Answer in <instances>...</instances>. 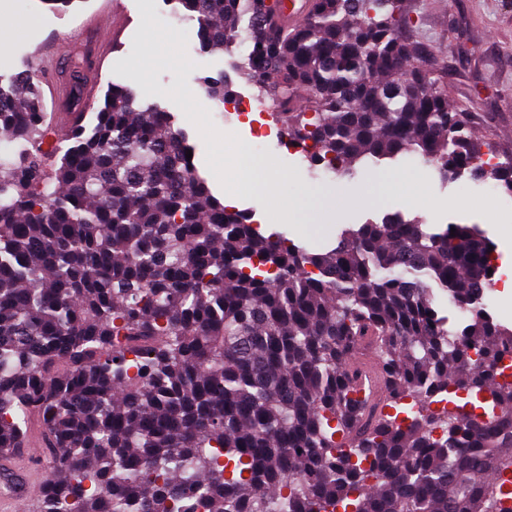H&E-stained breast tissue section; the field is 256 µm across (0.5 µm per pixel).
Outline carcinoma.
<instances>
[{
    "label": "carcinoma",
    "mask_w": 512,
    "mask_h": 512,
    "mask_svg": "<svg viewBox=\"0 0 512 512\" xmlns=\"http://www.w3.org/2000/svg\"><path fill=\"white\" fill-rule=\"evenodd\" d=\"M177 3L201 49L246 46L237 76L333 179L413 154L512 195V154L482 162L401 34L403 0H312L291 24L283 0ZM203 89L231 96L222 74ZM134 100L112 85L48 175L39 89L0 84V452L35 424L51 459L26 512H512V380L495 381L512 329L483 313L484 232L395 213L324 253L266 236L212 194L170 113ZM452 390L495 413L436 412ZM408 400L399 424L386 408ZM436 308L440 317L448 319V324L459 330L467 324L464 314L455 306L448 303V297L445 293L437 291Z\"/></svg>",
    "instance_id": "obj_1"
}]
</instances>
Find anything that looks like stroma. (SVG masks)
I'll list each match as a JSON object with an SVG mask.
<instances>
[{
    "mask_svg": "<svg viewBox=\"0 0 512 512\" xmlns=\"http://www.w3.org/2000/svg\"><path fill=\"white\" fill-rule=\"evenodd\" d=\"M414 20L409 36L431 48L453 107L466 112L483 153H512V0H404ZM131 24L113 46L98 77L95 105L103 107L112 84L130 86L140 104L160 103L173 116L194 150V163L216 197L224 195V161L242 142H259V182L238 191L236 210L263 233L277 232L314 251L337 242L340 229L384 215L421 217L429 228L475 224L494 242L498 275L512 278V196L470 179L443 183L436 171L416 157L387 160L381 166L358 165L355 177L336 184L318 177L300 153L287 150L279 124L268 112L257 119L266 133L255 139L248 124L211 100L205 78L225 75L234 95L258 96L257 86L240 80L230 54L200 49L195 24L175 16L173 0H125ZM107 0H74L67 11L50 10L42 0H0V15L30 19L13 29L0 51V75L33 65L48 33L66 38L85 25H96ZM401 174L416 185L421 205L412 208L398 191L381 190L384 176ZM316 191L312 210L299 224L280 214L279 199ZM374 189L372 203L346 205L345 198Z\"/></svg>",
    "mask_w": 512,
    "mask_h": 512,
    "instance_id": "35a3bbf8",
    "label": "stroma"
}]
</instances>
